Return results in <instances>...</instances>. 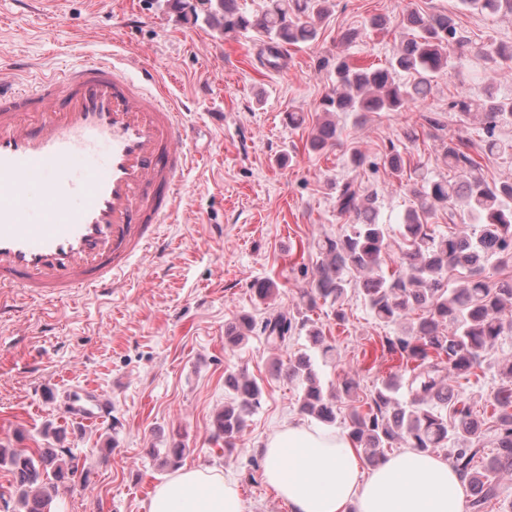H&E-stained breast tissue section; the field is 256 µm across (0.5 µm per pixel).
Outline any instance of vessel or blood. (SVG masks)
Instances as JSON below:
<instances>
[{
  "instance_id": "b4317fda",
  "label": "vessel or blood",
  "mask_w": 512,
  "mask_h": 512,
  "mask_svg": "<svg viewBox=\"0 0 512 512\" xmlns=\"http://www.w3.org/2000/svg\"><path fill=\"white\" fill-rule=\"evenodd\" d=\"M192 137L145 67L86 57L25 87L0 77V289L109 291L177 213ZM65 414L107 410L87 392Z\"/></svg>"
}]
</instances>
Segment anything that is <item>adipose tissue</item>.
Instances as JSON below:
<instances>
[{"label":"adipose tissue","instance_id":"adipose-tissue-1","mask_svg":"<svg viewBox=\"0 0 512 512\" xmlns=\"http://www.w3.org/2000/svg\"><path fill=\"white\" fill-rule=\"evenodd\" d=\"M264 475L289 512H466L458 473L411 449L363 468L345 435L297 422L270 434ZM148 512H245L233 475L183 468L156 487Z\"/></svg>","mask_w":512,"mask_h":512}]
</instances>
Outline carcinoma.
Here are the masks:
<instances>
[{
  "mask_svg": "<svg viewBox=\"0 0 512 512\" xmlns=\"http://www.w3.org/2000/svg\"><path fill=\"white\" fill-rule=\"evenodd\" d=\"M465 8L481 13H512V0H461ZM176 8L189 10L224 35L256 31L267 38L266 64L281 67L290 46L318 38L314 18L329 13V0H266L258 14L243 11L237 0H173ZM411 37L386 64L355 65L346 57L324 58L330 68L332 88L321 102L324 118L317 121L309 149L321 151L336 144L338 129L329 119L335 112H401L427 96L431 78L452 66L451 53L465 46L467 37L446 13L423 15L416 10L404 16ZM484 54L492 59L512 60V44L490 43ZM413 76L402 81L401 74ZM482 115L490 154L512 151V142L494 138L495 129L512 122V98L500 97L487 88ZM443 158L458 173L457 179L422 178L413 188L418 205L408 210L398 224L402 256L399 267L383 270V255L389 248L387 225L380 223L377 193H364L353 181L336 185L337 213L348 218L343 232L317 242L319 263L312 288L302 296L309 306L321 300L336 308L343 321L342 302L351 280L363 275L360 292L373 316L384 323L408 321L401 335L386 338V346L402 360L403 374L382 381L371 395L367 410L353 407L348 414V437L363 449L369 464L385 457V451L400 443L418 452L433 453L452 441L451 463L468 483L470 512H484L487 502L500 495L499 480L512 473V386L494 399L498 426L496 454L483 470L473 469L479 449L480 426L470 406L452 394L448 380L474 374L499 336L512 331V276L490 275L486 262L512 264V181L489 184L476 173L477 163L461 143L444 146ZM381 160L391 173L404 168L402 151L394 142L385 147ZM464 201L477 221L471 235L436 233L428 220L440 209L455 220L454 207ZM461 270L454 288L448 287L450 270ZM419 312L418 317L411 314ZM260 330L268 344L281 347L294 335L305 333L309 346L299 352L286 370L298 389L301 414L325 424L337 420V403L351 397L355 382L344 379L333 392L321 381L319 362L334 358L336 348L325 342L322 331L302 312H276L260 325L243 316L225 330L229 344L239 345L249 333ZM230 402L212 421L214 436L232 446L246 427L247 417L261 406L262 389L240 371L224 374ZM406 389L408 399H400ZM72 449L0 448V463L10 466L16 484L17 512H51L53 494L74 475L77 465Z\"/></svg>",
  "mask_w": 512,
  "mask_h": 512,
  "instance_id": "obj_1",
  "label": "carcinoma"
}]
</instances>
